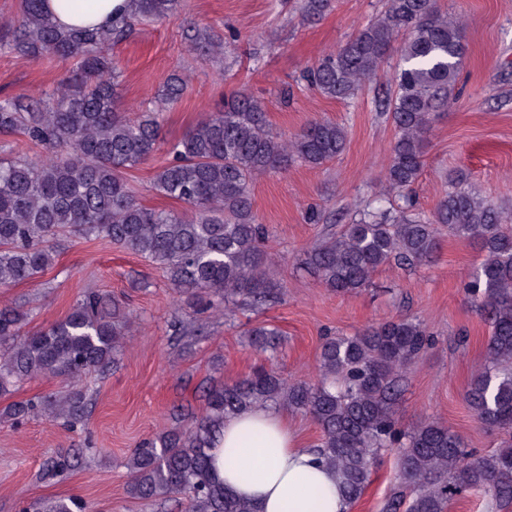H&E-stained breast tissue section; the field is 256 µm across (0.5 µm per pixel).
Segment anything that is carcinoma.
Instances as JSON below:
<instances>
[{
  "label": "carcinoma",
  "mask_w": 512,
  "mask_h": 512,
  "mask_svg": "<svg viewBox=\"0 0 512 512\" xmlns=\"http://www.w3.org/2000/svg\"><path fill=\"white\" fill-rule=\"evenodd\" d=\"M117 23L95 30H65L44 0H21L6 23L0 48L37 61L51 55L77 60L48 102L0 98V134L20 135L45 158H0V288L33 282L54 261L69 235L101 237L162 270L179 295L201 311L229 310L244 301L261 307L281 288L267 273L266 228L253 210L257 176L293 163L319 167L343 154L345 129L316 119L291 138L273 131L263 101L245 92L224 96V107L206 115L171 145V160L156 173L155 189L190 213L144 206L125 171L159 149L162 105L176 100L186 81L167 80L154 109L132 116L119 108L120 71L104 48L138 19L167 18L181 0H132ZM463 24L438 0H384L383 10L335 53L306 71L305 80L330 99H351L392 52L399 62L383 109L396 131L375 205L304 253L303 262L327 290L353 296L372 285L384 266L431 261L448 235L477 246L480 259L465 290L490 325L484 363L465 400L489 430L512 435V210L484 195L467 174H448V192L431 214L411 203L385 206L407 195L424 165V147L436 111L454 96L463 63ZM31 311L0 305V395L17 383L51 377L72 383L66 394L31 398L0 411V423L17 427L45 415L73 427L87 414L82 377L118 361L128 324L123 302L97 291L76 301L61 320L28 330ZM248 346L277 350L280 332L263 324L245 332ZM433 343L420 323L397 319L353 336L326 339L319 378L285 380L265 368L234 383L215 384L199 411L143 441L126 462L127 493L137 499L177 498L180 512H256L228 493L212 472L210 450L224 420L254 406L284 405L310 417L320 430L314 451L340 479L349 503L371 481L385 450L399 448L396 481L384 512H444L470 490L495 505L512 506V444L488 454L469 451L437 421L398 427L395 403L401 371ZM78 496L23 500L19 512H87Z\"/></svg>",
  "instance_id": "carcinoma-1"
}]
</instances>
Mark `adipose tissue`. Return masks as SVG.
I'll return each instance as SVG.
<instances>
[{
	"label": "adipose tissue",
	"mask_w": 512,
	"mask_h": 512,
	"mask_svg": "<svg viewBox=\"0 0 512 512\" xmlns=\"http://www.w3.org/2000/svg\"><path fill=\"white\" fill-rule=\"evenodd\" d=\"M46 7L60 25L84 29L110 24L128 11L129 0H48ZM210 454L226 491L258 512H349L336 473L318 462L276 408L257 406L227 418Z\"/></svg>",
	"instance_id": "ef3b65f1"
}]
</instances>
